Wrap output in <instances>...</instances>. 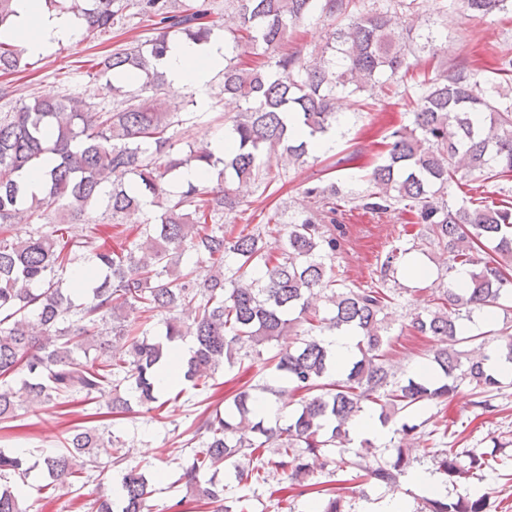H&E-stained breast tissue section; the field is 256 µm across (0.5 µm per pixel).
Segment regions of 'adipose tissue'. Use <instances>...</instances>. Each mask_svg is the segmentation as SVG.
I'll use <instances>...</instances> for the list:
<instances>
[{"instance_id":"adipose-tissue-1","label":"adipose tissue","mask_w":512,"mask_h":512,"mask_svg":"<svg viewBox=\"0 0 512 512\" xmlns=\"http://www.w3.org/2000/svg\"><path fill=\"white\" fill-rule=\"evenodd\" d=\"M12 10L10 24L0 37L19 42L31 56L46 55L55 44L75 40L83 25L72 14L47 10L45 0H12ZM223 68L224 41L219 37L204 43H171L160 63L167 85L177 94L204 93L212 76Z\"/></svg>"}]
</instances>
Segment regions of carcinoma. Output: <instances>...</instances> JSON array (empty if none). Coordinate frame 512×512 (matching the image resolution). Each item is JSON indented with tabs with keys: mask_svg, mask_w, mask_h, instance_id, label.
<instances>
[{
	"mask_svg": "<svg viewBox=\"0 0 512 512\" xmlns=\"http://www.w3.org/2000/svg\"><path fill=\"white\" fill-rule=\"evenodd\" d=\"M82 17L86 32H107L123 23L115 0H66ZM224 61V96L240 110L229 117L230 149L217 155L210 143L174 151L170 129L180 123L161 98L166 80L159 62L177 40L206 42L208 10H175L173 0H136L137 14L155 35L116 49L94 63L107 76L112 94L124 95L111 112H89L79 101L35 97L0 116V423L16 421L32 405L91 402L109 394L108 413L127 414L159 401V376L188 341L183 380L203 394L214 388L224 366L262 359L263 349L295 337L288 349L268 358L272 383L245 381L224 407L202 411L190 427L191 455L179 464L178 482L208 512H244L243 497L229 500V485L265 487L271 493L320 495L314 512H350L342 488L315 489L307 457L321 456L337 475L350 463L362 477L389 489L409 473L414 447L454 423L420 409L447 400L463 384L488 406L502 388L497 365L512 364V341L491 353L464 357L462 321L486 307L512 303V206H456L448 182L461 170L484 179L512 177V100L500 84L481 86L462 67L429 82L415 101L414 127L384 136L387 156L372 168L373 189L355 198L354 208L379 214L401 205L426 225L430 243L445 255L448 270L469 265L467 288H449L432 308L410 315V330L439 342L429 373L398 380L388 363L395 319V293L385 282L398 273L409 250L388 253L378 285L351 288L336 277L334 261L345 240L336 223L341 190L331 179L303 189L318 207L289 224L269 217L264 224L224 230V216L238 212V187H269L280 174L263 167L277 152L288 164L305 161L314 143L336 123V100L347 90L364 92L379 77L402 82L414 64L409 34L378 9L354 14L352 0H236ZM474 16L512 11V0H463ZM333 19L321 54L307 62L288 50V32L312 12ZM263 45V58H241ZM24 50L0 41V72L20 71ZM139 82L135 93L122 84ZM203 167L206 181L171 190L177 173ZM42 194H28L32 178ZM61 206L66 218L48 212ZM102 206L106 225L117 228L130 213L149 208L133 236L116 242L100 225L87 226L75 240L65 221H81ZM28 214L25 235L11 234ZM283 238L273 255L266 238ZM160 317L152 324L154 317ZM346 333L355 354L340 373L323 336ZM275 397L278 413L264 416L256 389ZM298 401H293L295 394ZM386 426L404 415L398 438L377 450L369 439L352 446V425L364 414ZM123 442L106 428L75 426L56 450L29 452L54 491L72 493L75 482L101 455L120 459ZM354 454V461L346 455ZM435 472L451 481L490 467L482 455L462 463L455 448L432 452ZM26 456L0 451V512H22L21 489L4 482L26 477ZM152 493L145 473L122 476L121 491L100 482L96 512H144ZM413 512H485V498L448 501L422 498Z\"/></svg>",
	"mask_w": 512,
	"mask_h": 512,
	"instance_id": "obj_1",
	"label": "carcinoma"
}]
</instances>
